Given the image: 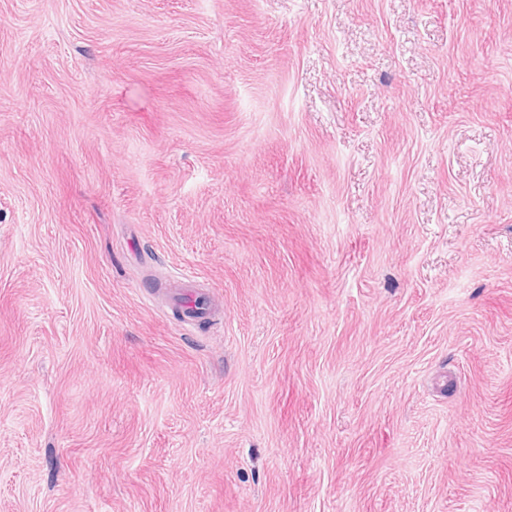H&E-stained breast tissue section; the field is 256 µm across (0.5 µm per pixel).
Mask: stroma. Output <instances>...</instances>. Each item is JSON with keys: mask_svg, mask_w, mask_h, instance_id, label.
Here are the masks:
<instances>
[{"mask_svg": "<svg viewBox=\"0 0 512 512\" xmlns=\"http://www.w3.org/2000/svg\"><path fill=\"white\" fill-rule=\"evenodd\" d=\"M0 512H512V0H0ZM174 295L182 308L195 311L198 318H203L209 312V303L206 297L198 290L190 288H175Z\"/></svg>", "mask_w": 512, "mask_h": 512, "instance_id": "stroma-1", "label": "stroma"}]
</instances>
